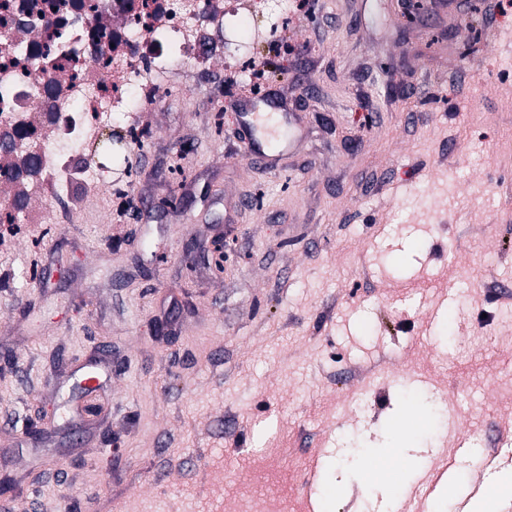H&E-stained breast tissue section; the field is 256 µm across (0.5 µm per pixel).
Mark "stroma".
Instances as JSON below:
<instances>
[{
  "mask_svg": "<svg viewBox=\"0 0 512 512\" xmlns=\"http://www.w3.org/2000/svg\"><path fill=\"white\" fill-rule=\"evenodd\" d=\"M309 0L268 93L302 139L271 172L215 61L105 138L104 188L0 251L9 512H392L366 486L399 407L418 468L475 483L512 431V0ZM480 39L466 45L468 28ZM456 291H449V284ZM407 369L427 387L400 378ZM476 434L456 455L448 416ZM42 430L32 439L31 430ZM321 462L310 495L305 470Z\"/></svg>",
  "mask_w": 512,
  "mask_h": 512,
  "instance_id": "obj_1",
  "label": "stroma"
}]
</instances>
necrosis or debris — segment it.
<instances>
[{"label":"necrosis or debris","mask_w":512,"mask_h":512,"mask_svg":"<svg viewBox=\"0 0 512 512\" xmlns=\"http://www.w3.org/2000/svg\"><path fill=\"white\" fill-rule=\"evenodd\" d=\"M270 0H0V209L24 224L64 220L103 182L93 164L112 121L139 146L144 110L175 66L228 54L225 18Z\"/></svg>","instance_id":"4bbe7bcc"}]
</instances>
